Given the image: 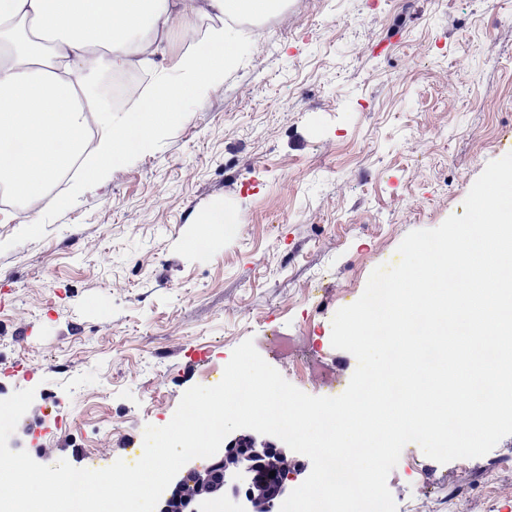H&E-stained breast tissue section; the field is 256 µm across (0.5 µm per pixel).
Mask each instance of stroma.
Here are the masks:
<instances>
[{"instance_id":"obj_1","label":"stroma","mask_w":512,"mask_h":512,"mask_svg":"<svg viewBox=\"0 0 512 512\" xmlns=\"http://www.w3.org/2000/svg\"><path fill=\"white\" fill-rule=\"evenodd\" d=\"M267 25L111 180L0 223V400L31 388L30 413L62 416L40 464L109 466L247 339L304 393L342 394L357 361L334 314L512 152V0H288ZM218 209L237 233L200 224ZM387 484L412 512H512V435L444 464L406 445Z\"/></svg>"}]
</instances>
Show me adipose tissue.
I'll return each instance as SVG.
<instances>
[{"mask_svg":"<svg viewBox=\"0 0 512 512\" xmlns=\"http://www.w3.org/2000/svg\"><path fill=\"white\" fill-rule=\"evenodd\" d=\"M287 0H0V191L45 200L73 166L111 179L135 147L148 145L201 100L240 55L242 23L261 26ZM207 29H200V21ZM195 38L134 109H112L96 79L152 66L172 34ZM99 132L87 142V118Z\"/></svg>","mask_w":512,"mask_h":512,"instance_id":"adipose-tissue-1","label":"adipose tissue"}]
</instances>
